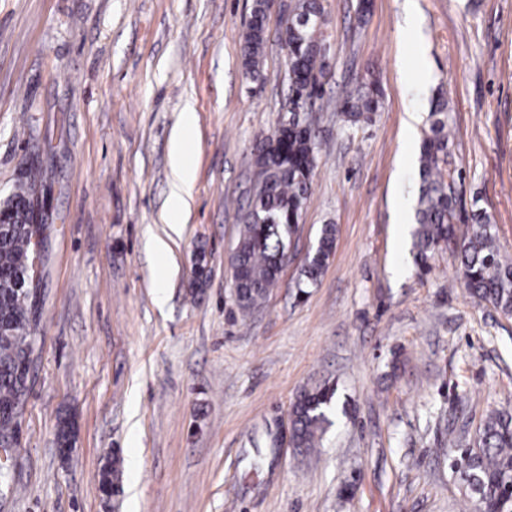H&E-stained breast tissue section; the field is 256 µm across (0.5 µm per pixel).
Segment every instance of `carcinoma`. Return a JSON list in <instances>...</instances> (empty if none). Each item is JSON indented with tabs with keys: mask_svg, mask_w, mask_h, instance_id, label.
I'll list each match as a JSON object with an SVG mask.
<instances>
[{
	"mask_svg": "<svg viewBox=\"0 0 512 512\" xmlns=\"http://www.w3.org/2000/svg\"><path fill=\"white\" fill-rule=\"evenodd\" d=\"M269 0H254L251 21L244 36L243 66L252 80L266 77L264 68L266 13ZM304 23L288 30L289 92L285 108L293 109L301 97L319 94L310 81L320 68L318 45L325 40V16L321 0H298ZM379 109L378 90L345 92L336 110L346 121L357 124L370 119ZM448 100L432 102V121L419 147V185L415 199L413 246L416 263L426 267L428 253L454 237V224L461 204V170L449 169L451 130ZM276 146L255 154V166L264 174L256 186L242 218L238 241L230 265L241 267L244 275L234 283L241 313L251 312L265 300L278 283L283 261L288 257L293 226L300 223L311 190L316 161V135L311 123L296 121L282 137L268 136ZM31 187L22 186L0 209V487L10 489L9 472L17 448L13 409L19 407L24 385L19 374L30 354L35 337L29 332L28 301L37 277L41 240L33 237L30 207ZM473 232L456 249L468 295L512 317V261L501 255L497 225L491 215L477 209ZM336 228L329 224L303 265L304 282L320 277L333 252ZM335 388L319 385L304 389L290 410L291 443L296 448L315 447L330 424L327 409ZM458 472L477 495L473 507L484 512H512L508 485L512 482V415L498 412L483 423L480 443L469 449Z\"/></svg>",
	"mask_w": 512,
	"mask_h": 512,
	"instance_id": "1",
	"label": "carcinoma"
}]
</instances>
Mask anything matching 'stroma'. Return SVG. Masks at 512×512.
<instances>
[{
  "label": "stroma",
  "instance_id": "stroma-1",
  "mask_svg": "<svg viewBox=\"0 0 512 512\" xmlns=\"http://www.w3.org/2000/svg\"><path fill=\"white\" fill-rule=\"evenodd\" d=\"M359 2L322 0L311 193L277 288L244 319L229 257L255 145L286 117L282 8L257 93L242 57L253 0H0V204L30 184L46 227L0 512H467L451 463L487 415L512 413V318L471 300L448 249L414 264L401 222L419 148L404 139L448 98L456 232L479 204L512 257V0H416L411 15L405 0ZM371 82L378 112L345 122L337 94ZM188 112L196 175L180 214L169 138ZM327 224L335 249L298 290ZM324 383L335 408L317 447L253 466L295 396ZM115 455L110 498L100 472Z\"/></svg>",
  "mask_w": 512,
  "mask_h": 512
}]
</instances>
